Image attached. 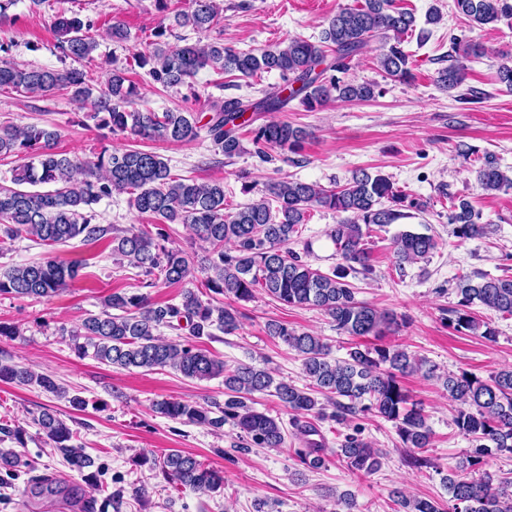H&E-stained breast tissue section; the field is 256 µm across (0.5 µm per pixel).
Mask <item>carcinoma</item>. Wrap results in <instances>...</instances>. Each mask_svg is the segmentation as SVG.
<instances>
[{"mask_svg": "<svg viewBox=\"0 0 512 512\" xmlns=\"http://www.w3.org/2000/svg\"><path fill=\"white\" fill-rule=\"evenodd\" d=\"M188 14L178 13L174 23L198 32L221 27L224 16L215 0H191ZM455 11L478 27L493 25L512 17V0H453ZM416 29L414 13L397 7L396 0H364L361 5H343L329 17L317 42L294 37L284 46L254 51H238L216 37L205 43L172 44L165 40L168 27L154 33L150 50L133 61L148 68L154 84L165 89L182 85L199 70L237 73L252 79L275 71L282 84L264 91L256 101L226 96L209 105L203 114L166 110L136 109L140 90L128 79L127 68L113 67L107 90L97 96L79 68L62 71L39 67H19L0 60V90L47 96L65 90L72 99L91 108L96 126L111 133H129L144 139L187 143L207 128L212 142L224 156L244 152L239 130L258 112H279L291 101L312 112L331 100H368L377 85L345 78L354 58L376 40L378 67L395 81L412 78V54L405 50L406 39ZM90 25L77 16H60L54 23L57 48L75 62L88 58L98 46L89 34ZM482 53L476 43L452 41L448 65L438 71L437 84L445 90L457 89L465 79L463 59ZM309 133L288 121L269 120L254 129V156L261 163L276 160L273 151L296 154ZM58 133L46 126H0V155L12 154L23 160L13 169L10 184H0V255L13 243L28 239L47 248V257L38 263L11 266L0 272V296L50 299L59 295L78 276L81 262L60 261L52 256L58 245L78 237L87 242L110 239L112 254L124 257L141 270L143 288L190 283L195 267L179 249L166 248L162 224H186L194 236L208 245L200 270L206 274L204 286L234 302H249L259 291L287 306H306L323 311L336 329L353 337L381 336L396 329L394 314L356 299L348 277L372 271L368 239L374 228H385L410 217L408 210H425V204L409 198L390 179L363 168L354 170L345 184L326 189L316 183L273 179L265 183L262 196L232 212L225 211L224 183L198 182L171 174L161 155L141 149H102L94 161L54 151ZM476 181L488 193L512 188V177L501 170L495 158L484 157ZM127 194L140 214L157 219L159 229L129 230L112 234V225L95 223V206L112 194ZM323 208L340 216L326 236L339 262L324 272L311 267L288 248L298 241L312 211ZM448 223L461 240L488 235L490 225L470 201L452 204ZM395 264L403 268L430 257L438 249L431 235L401 231L392 240ZM459 300L448 310V325L460 333H481L491 340L496 330L480 323L472 306L481 304L501 317H512V276L492 277L474 272L459 277ZM102 311L88 314L69 333L72 347L80 357L121 368L146 371L169 368L198 381L224 377V405L207 408L196 402L163 399L154 410L164 417L220 430L230 422L240 431L246 448H282L285 430L279 419L255 410L250 401L255 394H269L292 415L291 425L301 438L294 449L301 464L310 470L325 467L336 456L355 474L370 476L381 469L384 452L359 437L354 420L373 414L395 424L406 448L422 450L430 446L432 430L423 408L409 402L398 375L416 372L425 360L404 349L375 345L353 348L348 358H330L321 337L288 327L276 320L266 323L267 335L280 339L302 358L310 380L297 387L276 380L267 367L239 363L232 368L194 344L213 336L218 329L226 334L240 327V312L232 305L215 306L202 300L193 288H185L180 301L157 305L146 294L112 293L103 297ZM189 327V338L166 341L160 329ZM0 381L18 386L37 385L53 394L65 390L51 376L25 364L0 363ZM448 395L459 402L455 424L475 442L472 452L457 469L473 471L492 451L512 454V368H502L482 380L461 373L444 378ZM330 419L351 428L339 448L326 447L313 420ZM52 449L62 456L70 470L83 474L91 467L84 449L73 443L74 431L49 409L34 418ZM153 465L169 484L194 491L215 492L224 486V473L180 450H171ZM448 506L431 499L410 498L397 492L400 512H512V480L447 478Z\"/></svg>", "mask_w": 512, "mask_h": 512, "instance_id": "cac0c4a2", "label": "carcinoma"}]
</instances>
